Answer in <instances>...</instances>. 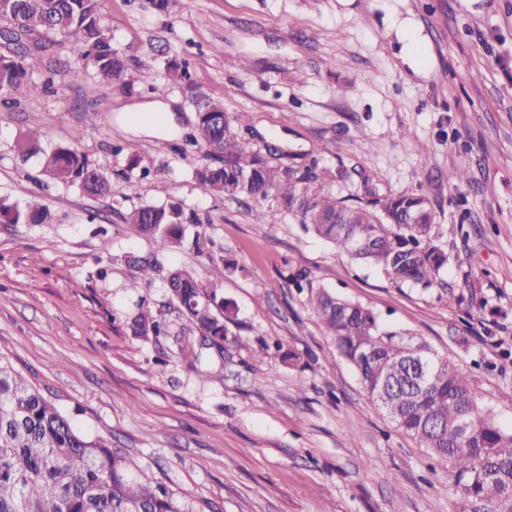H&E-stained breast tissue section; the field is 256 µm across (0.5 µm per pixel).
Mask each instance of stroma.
<instances>
[{"mask_svg": "<svg viewBox=\"0 0 512 512\" xmlns=\"http://www.w3.org/2000/svg\"><path fill=\"white\" fill-rule=\"evenodd\" d=\"M102 18L129 63L124 81L60 45L28 61L46 93L0 104V198L51 214L0 223V354L84 433L128 449L205 512H468L447 471L367 395L290 276L453 361L512 430V0H170L162 14L150 0H104ZM144 55L157 60L148 79L135 65ZM173 60L227 113H249L254 148L427 195L451 259L445 287L396 284L291 219L269 223L268 203L202 193L192 171L203 152L186 142L196 111L167 74ZM161 102L173 129L128 123ZM30 129L45 150L76 146L111 193L48 183L41 155L17 151ZM132 155L150 176L127 171ZM452 169L468 182L449 185ZM173 197L205 223L159 255L122 215ZM131 253L223 290L238 311L224 356L187 357L185 318L162 278L137 281ZM142 297L165 314L166 335L132 334Z\"/></svg>", "mask_w": 512, "mask_h": 512, "instance_id": "1", "label": "stroma"}]
</instances>
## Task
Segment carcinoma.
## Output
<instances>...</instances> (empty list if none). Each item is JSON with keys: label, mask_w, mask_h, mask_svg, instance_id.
Returning a JSON list of instances; mask_svg holds the SVG:
<instances>
[{"label": "carcinoma", "mask_w": 512, "mask_h": 512, "mask_svg": "<svg viewBox=\"0 0 512 512\" xmlns=\"http://www.w3.org/2000/svg\"><path fill=\"white\" fill-rule=\"evenodd\" d=\"M101 8V0H0V92L22 90L34 96L46 90L29 77L26 61L35 51H51V35L57 33L99 74L115 81L123 78L127 61L112 46ZM168 73L176 82L194 84L185 63H169ZM194 105L201 110L194 142L211 157L193 170L204 193L271 199V224L291 217L305 232L357 263L382 269L399 285L428 290L442 284L449 256L438 243V225L426 195H380L368 188L362 196H339L328 184L354 181L356 168L342 165L332 172L315 164L286 165L277 157L278 148L255 150L241 140L248 113L229 116L223 100L198 89ZM41 137V132L29 131L18 140V153L36 151ZM42 172L55 184H76L92 195L112 191L107 177L75 149L44 155ZM47 217L34 204L0 200L3 223L36 224ZM122 219L151 238L159 253L181 246L186 225L201 224L175 198L160 206L133 207ZM128 262L144 281L162 276L170 300L202 339L223 346L237 310L218 286L205 284L186 268L166 269L155 258L131 255ZM309 303L370 398L443 465L470 512H512V431L502 429L494 409L478 404L469 377L425 343L383 325L360 303L322 288L310 291ZM129 326L134 335L146 338L166 331L165 319L144 301ZM462 421L468 423L464 433L458 431ZM0 512L195 510L128 453L103 437L84 434L0 356Z\"/></svg>", "instance_id": "carcinoma-1"}]
</instances>
